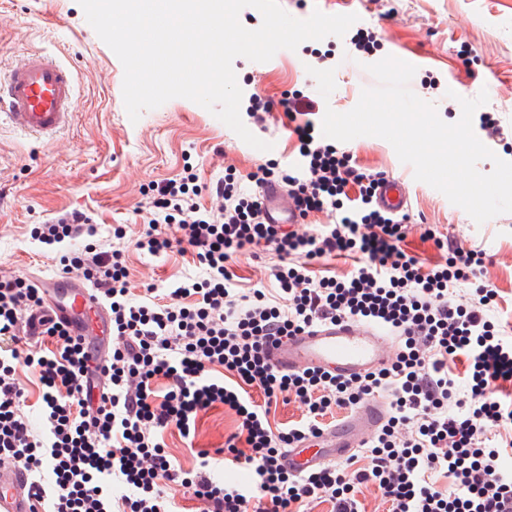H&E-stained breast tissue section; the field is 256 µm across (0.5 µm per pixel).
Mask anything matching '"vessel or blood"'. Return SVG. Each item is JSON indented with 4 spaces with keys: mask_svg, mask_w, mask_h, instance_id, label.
I'll return each instance as SVG.
<instances>
[{
    "mask_svg": "<svg viewBox=\"0 0 512 512\" xmlns=\"http://www.w3.org/2000/svg\"><path fill=\"white\" fill-rule=\"evenodd\" d=\"M75 91L70 70L50 53H29L24 62L0 78V122L20 133L49 139L59 134L72 115ZM270 223L295 224L299 216L288 193L279 188L261 192ZM377 205L392 214L405 212L409 199L403 183L386 177L376 194ZM49 312L66 323L73 334L83 332L84 314L102 311L93 288L70 277L42 280ZM396 339L370 321H325L305 332L269 344L267 352L276 370L297 372L307 368L339 377L363 374L388 364ZM386 404L375 399L358 407L354 416L327 427L315 439V452L289 449L282 462L288 471L305 474L363 447L383 421ZM33 490L27 471L13 461L0 462V512H33Z\"/></svg>",
    "mask_w": 512,
    "mask_h": 512,
    "instance_id": "b4317fda",
    "label": "vessel or blood"
}]
</instances>
